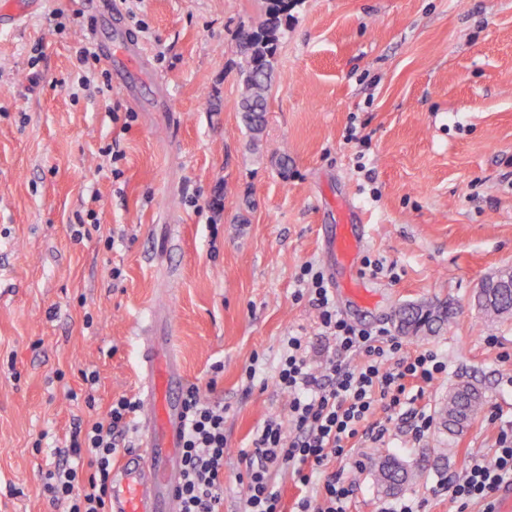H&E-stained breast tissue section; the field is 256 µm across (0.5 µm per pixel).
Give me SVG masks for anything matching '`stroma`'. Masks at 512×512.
I'll use <instances>...</instances> for the list:
<instances>
[{
	"mask_svg": "<svg viewBox=\"0 0 512 512\" xmlns=\"http://www.w3.org/2000/svg\"><path fill=\"white\" fill-rule=\"evenodd\" d=\"M262 6L141 0L125 24H148L138 38L173 109L138 113L128 128L120 116L133 106L119 90L76 84L96 0H43L0 30V512H63L43 486L55 447L74 419L139 397L134 330L158 304L189 382L224 401L223 510L240 512L237 475L256 428L289 417L275 385L288 336L306 337L315 368L333 354L318 311L296 296L308 262L359 327L394 328L406 304L451 308L449 325L401 338L404 354L447 365L421 402L437 412L463 381L485 394L453 440L436 422L413 437L376 409L368 421L387 423L385 438L351 439L316 478L349 486L345 512L403 502L456 512L449 479L491 460L512 429V317L485 320L472 300L484 276L512 264V0H299L255 149L239 114L238 44ZM344 204L367 227L364 255L394 273L326 254ZM91 209L99 228L74 239L71 224ZM387 455L423 470L395 496L372 469Z\"/></svg>",
	"mask_w": 512,
	"mask_h": 512,
	"instance_id": "1",
	"label": "stroma"
}]
</instances>
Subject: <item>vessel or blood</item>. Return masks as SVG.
<instances>
[{"instance_id":"1","label":"vessel or blood","mask_w":512,"mask_h":512,"mask_svg":"<svg viewBox=\"0 0 512 512\" xmlns=\"http://www.w3.org/2000/svg\"><path fill=\"white\" fill-rule=\"evenodd\" d=\"M89 35L108 66L112 81L134 105H141L140 88L150 74L149 58L125 28L117 0H98ZM367 241L340 225L335 239L337 254L353 263ZM151 325L138 329L141 397L136 432L138 449L125 452L112 468V512H181L184 471L182 446L186 430L185 394L188 378L172 337L157 328L159 312Z\"/></svg>"}]
</instances>
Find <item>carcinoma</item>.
I'll use <instances>...</instances> for the list:
<instances>
[{"mask_svg": "<svg viewBox=\"0 0 512 512\" xmlns=\"http://www.w3.org/2000/svg\"><path fill=\"white\" fill-rule=\"evenodd\" d=\"M286 0H264L265 18L249 34L248 49L242 53L239 76L242 86L241 121L249 131L252 145L258 146L266 126L267 97L275 75V56L280 37L288 28V20L281 15ZM476 307L491 320L512 315V286L483 289L477 296ZM398 329L418 334L424 330L434 332L449 322V313H436L423 304H409L395 316ZM482 392L467 383L457 385L448 392V399L439 407L440 421L450 436H458L469 422L481 412ZM380 492L396 494L401 487L418 478L398 459L387 456L375 463Z\"/></svg>", "mask_w": 512, "mask_h": 512, "instance_id": "obj_1", "label": "carcinoma"}]
</instances>
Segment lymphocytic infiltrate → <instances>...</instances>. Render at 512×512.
<instances>
[{
	"label": "lymphocytic infiltrate",
	"mask_w": 512,
	"mask_h": 512,
	"mask_svg": "<svg viewBox=\"0 0 512 512\" xmlns=\"http://www.w3.org/2000/svg\"><path fill=\"white\" fill-rule=\"evenodd\" d=\"M319 311L322 333L335 344V357L324 370L308 358L305 337L292 336L281 357L276 386L290 398L289 418H268L257 428L250 453L243 458L244 512H283L281 496L272 483L274 471L293 469L302 485H310L320 468L344 456L345 444L359 433L378 441L387 428L366 427L375 406L398 419H413L415 436L429 430L433 418L408 381L430 383L444 371L437 355H402V344L388 328L352 325L336 310L324 274L305 264L298 277ZM361 355L351 365L352 355ZM188 426L183 442L185 483L182 512H221L224 504L223 401L202 397L189 388ZM137 399L122 395L112 400L105 417L91 424L74 421L68 437L47 470L45 489L53 502L67 503V512H110L112 465L134 429ZM512 485V433H501L492 462L474 461L466 474L448 484L459 512L483 502V512H494L492 496Z\"/></svg>",
	"instance_id": "lymphocytic-infiltrate-1"
}]
</instances>
